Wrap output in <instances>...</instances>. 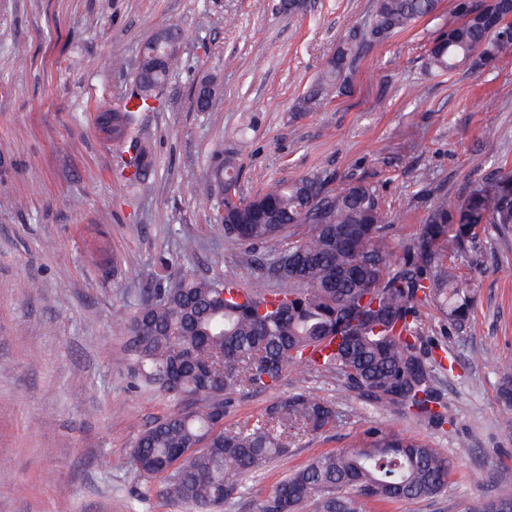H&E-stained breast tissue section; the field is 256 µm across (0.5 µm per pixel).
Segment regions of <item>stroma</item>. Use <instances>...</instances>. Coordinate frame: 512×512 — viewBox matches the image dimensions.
<instances>
[{
    "mask_svg": "<svg viewBox=\"0 0 512 512\" xmlns=\"http://www.w3.org/2000/svg\"><path fill=\"white\" fill-rule=\"evenodd\" d=\"M278 4L0 0V512H179L130 463L140 431L174 403L135 386L120 326L157 287L159 256L202 277L248 285L261 275L248 247L210 224L193 194L214 143L233 149L247 198L316 170L337 189L371 185L398 241L425 223L438 196L460 198L490 171L512 170V49L488 69L427 67L435 40L460 20L456 0H439L432 16L381 42L368 39L376 0H304L288 14ZM175 24L189 38L136 129L151 164L132 184L130 144L99 132L96 105L120 101L143 42ZM345 44L354 59L347 90L319 111H296ZM209 77L219 92L201 112L195 94ZM489 138L498 144L492 158L482 150ZM476 235L475 247L448 254L474 296L468 323L421 310L422 353L447 347L456 359L453 373L437 374L444 428L344 382L288 376L278 392L235 397L225 430L300 389L335 404L336 427L290 438L288 455L248 478L221 512H259L279 481L370 429L419 439L452 465L435 497L387 512H470L503 494L496 477L512 470L501 372L512 364V230L484 224ZM187 237L194 251L182 250ZM103 457L110 469L99 467Z\"/></svg>",
    "mask_w": 512,
    "mask_h": 512,
    "instance_id": "obj_1",
    "label": "stroma"
}]
</instances>
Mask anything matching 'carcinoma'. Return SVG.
I'll return each instance as SVG.
<instances>
[{
    "label": "carcinoma",
    "instance_id": "cac0c4a2",
    "mask_svg": "<svg viewBox=\"0 0 512 512\" xmlns=\"http://www.w3.org/2000/svg\"><path fill=\"white\" fill-rule=\"evenodd\" d=\"M438 0H377L370 35L384 40L432 15ZM480 0L448 27L428 54V68L447 73L498 59L500 30ZM165 72L180 63L187 32L174 27ZM351 49L342 47L296 103L314 112L344 88ZM146 103L100 106L98 123L112 140L132 137ZM212 176L233 194L218 200L212 180L194 193L212 210V223L241 245L257 246L272 288L259 277L242 288L231 276L199 277L171 272L146 294L124 323L131 372L157 389L175 408L142 430L131 462L143 477L161 479L158 496L173 506L210 512L241 493L244 480L288 455V438L336 426L333 403L299 390L280 398L266 417L224 431L222 422L236 395L276 389L285 376L312 373L344 377L373 401L402 404L437 427L448 423L432 366L455 368L456 360L428 363L418 350L419 306L448 312L464 323L473 296L457 268L444 261L448 248L465 246L480 224L512 226V172L493 171L459 200L437 201L415 237L401 246L385 232L387 213L375 189L362 182L336 190L324 172L278 180L253 198L238 194L239 173L224 144L212 152ZM149 164L137 152L126 162L128 182ZM448 458L426 443L374 430L355 448L312 458L283 479L262 512H383L398 501L432 498L448 483Z\"/></svg>",
    "mask_w": 512,
    "mask_h": 512
}]
</instances>
